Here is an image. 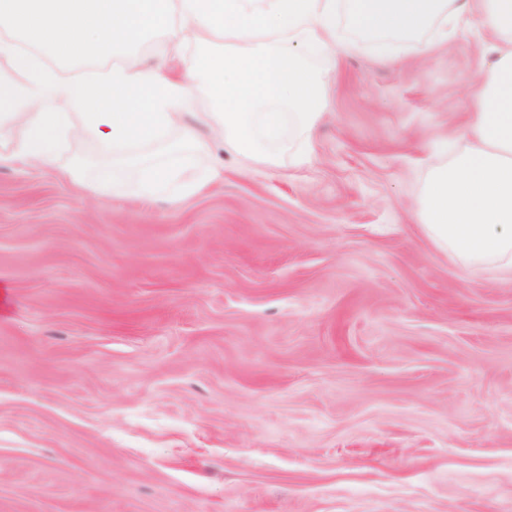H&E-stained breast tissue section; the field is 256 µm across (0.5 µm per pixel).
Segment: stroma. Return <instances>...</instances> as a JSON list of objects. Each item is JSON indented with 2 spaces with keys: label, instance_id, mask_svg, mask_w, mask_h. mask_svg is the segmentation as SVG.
I'll use <instances>...</instances> for the list:
<instances>
[{
  "label": "stroma",
  "instance_id": "obj_1",
  "mask_svg": "<svg viewBox=\"0 0 512 512\" xmlns=\"http://www.w3.org/2000/svg\"><path fill=\"white\" fill-rule=\"evenodd\" d=\"M480 37L339 57L305 163L175 203L1 165L0 512H512V281L411 212Z\"/></svg>",
  "mask_w": 512,
  "mask_h": 512
}]
</instances>
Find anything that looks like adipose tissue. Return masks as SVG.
Listing matches in <instances>:
<instances>
[{
    "mask_svg": "<svg viewBox=\"0 0 512 512\" xmlns=\"http://www.w3.org/2000/svg\"><path fill=\"white\" fill-rule=\"evenodd\" d=\"M343 15L357 39H341ZM473 18L482 37L466 141L430 168L412 211L462 266L512 278V0H0V58L18 75L0 83V119L21 132L0 164L48 167L63 140L89 137L112 153L94 196L174 200L219 178L216 143L250 161L299 163L325 109L327 71L312 57L335 60L363 36L394 59L428 34L448 45ZM157 32L181 81L168 79L167 54L130 53ZM51 57L111 66L66 78ZM199 93L206 140L185 122Z\"/></svg>",
    "mask_w": 512,
    "mask_h": 512,
    "instance_id": "obj_1",
    "label": "adipose tissue"
}]
</instances>
